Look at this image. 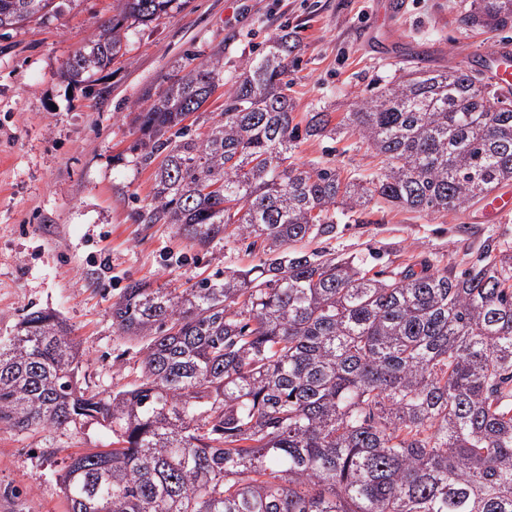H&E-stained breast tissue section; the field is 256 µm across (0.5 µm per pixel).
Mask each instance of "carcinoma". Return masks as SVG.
Here are the masks:
<instances>
[{
    "label": "carcinoma",
    "mask_w": 512,
    "mask_h": 512,
    "mask_svg": "<svg viewBox=\"0 0 512 512\" xmlns=\"http://www.w3.org/2000/svg\"><path fill=\"white\" fill-rule=\"evenodd\" d=\"M176 0H120L73 55L79 78L121 52L127 23ZM57 8L0 0V30ZM512 21V0H473L461 22ZM289 36L274 37L203 136L184 124L224 78L218 57L137 117L154 171L141 224L191 247L243 243L258 262L189 288L132 281L112 324L146 339L137 379L106 396L78 385L81 355L59 315L31 310L0 336V424L18 432L95 423L112 447L60 476L69 512H512V250L458 272L429 261L387 275L308 249L336 215L379 196L452 211L512 182V87L472 71L415 68L347 113L382 157L377 178L288 162L326 137L331 113L295 121ZM220 184L215 191L208 190Z\"/></svg>",
    "instance_id": "cac0c4a2"
}]
</instances>
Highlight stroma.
Here are the masks:
<instances>
[{"instance_id":"obj_1","label":"stroma","mask_w":512,"mask_h":512,"mask_svg":"<svg viewBox=\"0 0 512 512\" xmlns=\"http://www.w3.org/2000/svg\"><path fill=\"white\" fill-rule=\"evenodd\" d=\"M60 11L0 35V335L32 309L72 326L79 384L108 395L135 379L145 343L120 335L112 305L130 281L189 287L253 258L223 241L187 246L171 224H139L152 200L153 170L136 160L134 122L177 78L221 55L224 81L193 114L207 131L235 78L267 41L289 33L298 45L289 94L296 120L322 107L334 120L398 81L416 64L435 71L481 69L512 52L499 32L461 25L471 0H400L388 19L381 0H177L167 14L130 26L122 55L93 82L71 84L65 62L86 47L118 0H62ZM294 163L378 173L359 136L312 138ZM479 205L448 213L408 212L372 200L361 223L341 219L327 250L378 268L429 260L461 270L489 249L512 248V217L485 224ZM112 434L90 423L17 432L0 426V512H68L59 480L71 457L107 448Z\"/></svg>"}]
</instances>
